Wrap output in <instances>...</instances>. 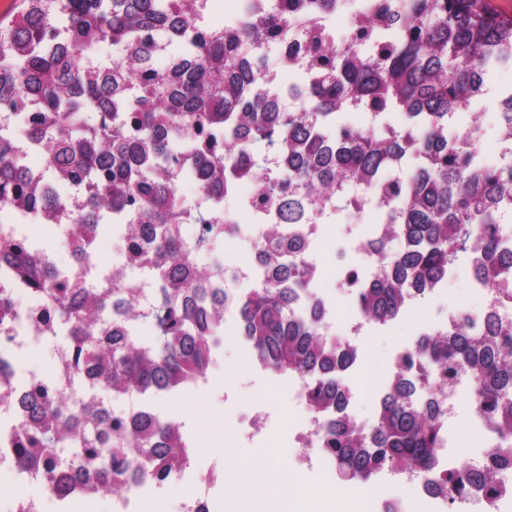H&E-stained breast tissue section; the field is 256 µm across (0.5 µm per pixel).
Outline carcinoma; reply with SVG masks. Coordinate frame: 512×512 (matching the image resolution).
I'll return each instance as SVG.
<instances>
[{
	"mask_svg": "<svg viewBox=\"0 0 512 512\" xmlns=\"http://www.w3.org/2000/svg\"><path fill=\"white\" fill-rule=\"evenodd\" d=\"M188 0H19L0 25V108L26 122V142L40 148L44 192L9 133H0V204L34 214L53 208L62 189L87 187L71 218L72 260L85 259V234L102 235L123 212L125 261L156 284L141 331L140 282L121 276L108 289L63 279L26 244L0 238V268L24 282L33 311L57 328L85 374L61 382L34 380L26 395L29 425L15 441L20 468L67 490L70 473L96 475L101 489L163 482L190 462L182 425L149 407L116 412L97 396L80 415L69 406L104 384L112 395L183 391L205 379L224 310L235 309L240 335L257 364L276 377L304 380L306 404L321 424L317 445L351 483L395 468L423 480L425 491L453 504L471 489L498 494L512 469V447L495 446L484 463L444 469L434 450L444 434L443 397L466 373L476 381L472 404L503 435L512 433V322L500 305L512 288V242L501 229L512 213V158L479 160L472 140L449 133L469 111L490 71L512 62V15L492 0H380L343 41L326 39L317 16L343 0H273L244 23L214 28L184 52L154 65L153 30L191 26ZM304 53L311 82L288 85L304 105L261 80L266 49ZM107 45L119 64L92 52ZM358 111L361 125L344 120ZM86 112L101 113L90 129ZM498 127L512 135V92L500 101ZM194 153L212 208L241 180L256 182L252 207L275 211L251 253L260 277L241 296L224 288L221 244L238 229L201 214L184 233L175 189L166 175L174 153ZM378 202L387 232L365 248L379 269L356 287L352 305L373 324L396 319L413 296L448 279L459 256L472 280L496 289L481 327L463 317L427 333L405 357L381 398L375 420L359 425L346 411L343 374L357 354L322 327L323 306L303 305L313 280L307 243L288 225L327 204L350 210L357 195ZM402 247L390 257L387 246ZM207 262H200L201 256ZM18 309L0 288V326ZM143 449L146 462L119 460Z\"/></svg>",
	"mask_w": 512,
	"mask_h": 512,
	"instance_id": "1",
	"label": "carcinoma"
}]
</instances>
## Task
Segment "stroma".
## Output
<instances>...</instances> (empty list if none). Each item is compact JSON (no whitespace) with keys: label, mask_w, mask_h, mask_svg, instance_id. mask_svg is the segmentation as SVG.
<instances>
[{"label":"stroma","mask_w":512,"mask_h":512,"mask_svg":"<svg viewBox=\"0 0 512 512\" xmlns=\"http://www.w3.org/2000/svg\"><path fill=\"white\" fill-rule=\"evenodd\" d=\"M512 90V64L494 68L485 91L477 96L470 107L480 119L479 156L483 162L495 163L497 152V113L503 93ZM465 302L472 311H480L483 300L472 290V282L464 266H457L449 276L442 291L410 300L407 309L395 320L384 325H369L364 340L366 354L362 363V380H348L353 391L349 413L363 423L373 422L379 411L378 398L390 385L387 358L405 342L417 336L419 317H426L430 326L440 327L449 306ZM200 388L207 401L198 406L190 398H183L180 405H173L170 394L150 396L148 403L159 416L178 411L183 431L194 446L189 465L179 473L161 482L155 494L142 497L138 512H158L159 508H173L179 488L190 484L202 475L220 470L223 482L213 487L216 512H230V503L247 504L250 512H284L287 500L283 496L284 472H291L290 460L278 455L270 447L267 437L256 436L253 441L226 438H210L206 427L212 420L227 415L226 399H233L241 410L267 402L276 406L288 396V383L273 379L256 361L245 360L238 341L225 335L224 345L218 351L207 370ZM292 485L326 491V512H356L357 497L352 483L335 480L326 483L319 467L305 470L302 476H294ZM372 488L380 505L398 504L402 512H432V497L422 488L421 482L406 483L401 472L383 470L372 479Z\"/></svg>","instance_id":"35a3bbf8"}]
</instances>
